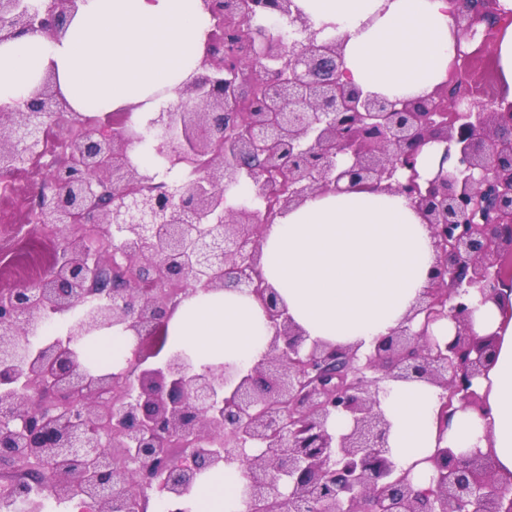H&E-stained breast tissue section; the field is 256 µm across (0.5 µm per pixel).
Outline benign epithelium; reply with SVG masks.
<instances>
[{"mask_svg":"<svg viewBox=\"0 0 512 512\" xmlns=\"http://www.w3.org/2000/svg\"><path fill=\"white\" fill-rule=\"evenodd\" d=\"M454 26L486 52L487 32L506 12L499 0H456ZM213 20L202 73L146 126L173 162L193 147L204 160L182 187L158 189L132 164L139 136L115 112L100 124L73 111L47 75L39 92L0 113V175L28 166L47 125L65 121L68 138L43 164L35 216L40 225L95 226L106 247L70 233L34 284L0 289V466L20 456L51 476L59 505L94 512H146L154 492L171 508L212 468L238 464L249 512H512V493L487 455L430 458L432 484L415 486L387 456L390 423L380 382L423 380L440 389L446 424L454 402L479 406L474 380L492 344L470 333V289L494 293L512 277V101H478L470 70L452 63L426 98L390 99L343 80L345 40L322 36L295 0H202ZM77 0H0V42L22 33L55 35ZM285 20L288 33L261 22ZM261 88L265 105L245 102ZM445 144L454 171L422 180L421 147ZM253 202L225 204L220 187L240 178ZM348 189L404 195L430 229L439 257L432 285L409 325L357 348L307 344L259 269L265 228L312 195ZM180 295L226 285L255 296L273 328L264 356L245 370L196 368L182 352L161 353ZM79 315L64 338L36 329ZM443 318L450 342L429 334ZM112 328L130 331L127 368L99 372L76 346ZM350 424L339 435L330 422ZM29 512H43L42 483H12Z\"/></svg>","mask_w":512,"mask_h":512,"instance_id":"obj_1","label":"benign epithelium"}]
</instances>
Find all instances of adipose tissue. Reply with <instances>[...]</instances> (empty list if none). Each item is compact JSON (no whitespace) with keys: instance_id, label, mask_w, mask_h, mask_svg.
I'll list each match as a JSON object with an SVG mask.
<instances>
[{"instance_id":"obj_1","label":"adipose tissue","mask_w":512,"mask_h":512,"mask_svg":"<svg viewBox=\"0 0 512 512\" xmlns=\"http://www.w3.org/2000/svg\"><path fill=\"white\" fill-rule=\"evenodd\" d=\"M327 35L345 41L343 68L363 90L391 98L431 94L456 54L450 0H296ZM210 17L201 0H81L54 37L26 33L0 43V108L35 95L53 73L73 111L131 110L146 122L176 101L205 54ZM438 261L428 228L410 202L390 191L321 193L275 218L262 242V276L309 340L367 351L403 325ZM471 332L494 351L475 389L483 412L460 409L440 428L436 387L390 381L379 395L391 423L388 456L428 487L438 447L491 455L512 478V285L492 299L471 291ZM175 346L196 366L244 367L265 353L272 328L247 291L199 292L168 321ZM135 340L102 331L87 359L117 370ZM190 512H247L235 466L202 473L185 501Z\"/></svg>"}]
</instances>
